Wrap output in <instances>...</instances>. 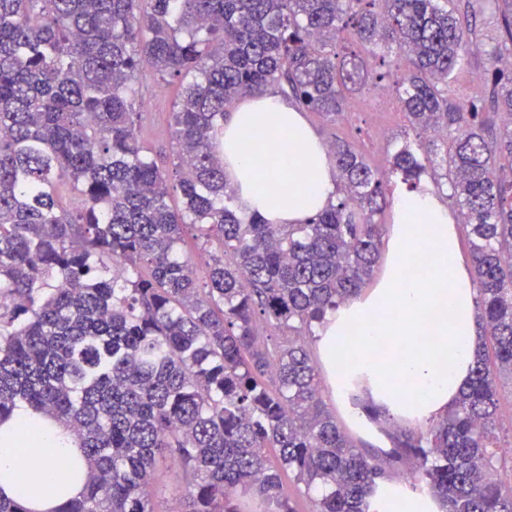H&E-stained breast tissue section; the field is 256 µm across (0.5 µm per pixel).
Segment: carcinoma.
<instances>
[{"instance_id": "obj_1", "label": "carcinoma", "mask_w": 512, "mask_h": 512, "mask_svg": "<svg viewBox=\"0 0 512 512\" xmlns=\"http://www.w3.org/2000/svg\"><path fill=\"white\" fill-rule=\"evenodd\" d=\"M502 36L483 49L484 5ZM414 140L392 156L410 190L450 187L481 311L467 387L427 435L367 456L323 398L312 326L381 267L384 175L332 142L341 197L306 224L236 207L217 140L236 100L279 87L336 122L347 97L392 75ZM512 0H0V421L19 405L63 427L88 468L61 512H153L158 468L188 481L181 512H373L409 464L440 512H512L499 386L512 382ZM485 57L467 112L448 85ZM182 90L173 161L140 138L135 85ZM67 184L76 205L67 209ZM179 193L183 208L169 204ZM217 244L203 267L185 229ZM349 400L375 422L387 407Z\"/></svg>"}]
</instances>
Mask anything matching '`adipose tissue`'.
Here are the masks:
<instances>
[{"instance_id":"adipose-tissue-1","label":"adipose tissue","mask_w":512,"mask_h":512,"mask_svg":"<svg viewBox=\"0 0 512 512\" xmlns=\"http://www.w3.org/2000/svg\"><path fill=\"white\" fill-rule=\"evenodd\" d=\"M219 144L241 205L268 223H305L338 196L327 147L276 91L234 103ZM457 254L447 206L427 192L400 196L379 284L327 315L320 330L330 379L365 374L372 399L395 416L432 420L452 408L470 378L477 319L474 278ZM33 419L21 405L0 424V497L33 512H61L83 489L71 482L63 493L54 490L71 438L48 422L31 441L25 431ZM30 481L43 496L25 493Z\"/></svg>"}]
</instances>
